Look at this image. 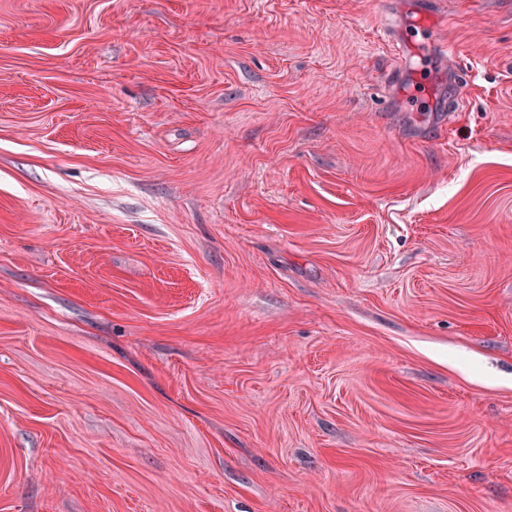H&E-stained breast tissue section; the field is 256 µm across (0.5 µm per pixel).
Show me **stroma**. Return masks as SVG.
<instances>
[{
    "label": "stroma",
    "instance_id": "35a3bbf8",
    "mask_svg": "<svg viewBox=\"0 0 512 512\" xmlns=\"http://www.w3.org/2000/svg\"><path fill=\"white\" fill-rule=\"evenodd\" d=\"M0 512H512V0H0Z\"/></svg>",
    "mask_w": 512,
    "mask_h": 512
}]
</instances>
